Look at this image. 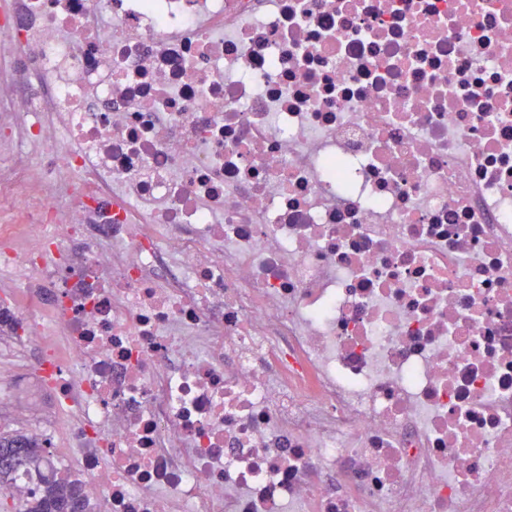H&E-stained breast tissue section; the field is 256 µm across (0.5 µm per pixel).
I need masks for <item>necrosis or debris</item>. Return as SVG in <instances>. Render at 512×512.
Listing matches in <instances>:
<instances>
[{
	"label": "necrosis or debris",
	"instance_id": "1",
	"mask_svg": "<svg viewBox=\"0 0 512 512\" xmlns=\"http://www.w3.org/2000/svg\"><path fill=\"white\" fill-rule=\"evenodd\" d=\"M0 156L86 512H512V0H18Z\"/></svg>",
	"mask_w": 512,
	"mask_h": 512
}]
</instances>
